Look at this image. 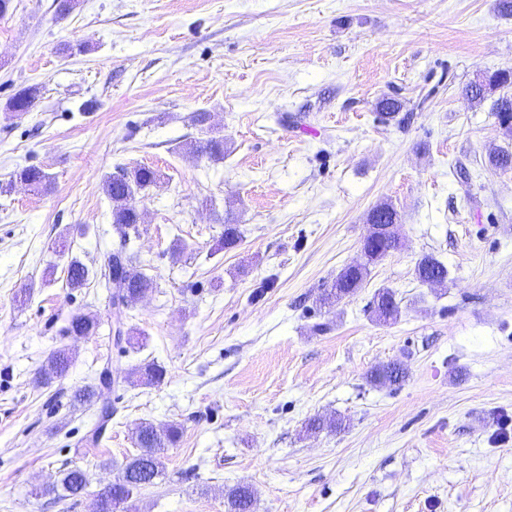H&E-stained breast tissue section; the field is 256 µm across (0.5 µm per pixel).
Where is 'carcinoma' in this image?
Listing matches in <instances>:
<instances>
[{
	"instance_id": "cac0c4a2",
	"label": "carcinoma",
	"mask_w": 512,
	"mask_h": 512,
	"mask_svg": "<svg viewBox=\"0 0 512 512\" xmlns=\"http://www.w3.org/2000/svg\"><path fill=\"white\" fill-rule=\"evenodd\" d=\"M512 84V72L501 71L482 80H476L468 85L467 95L470 99L482 102L493 90ZM37 90L28 88L19 91L10 101L14 109H30L36 99ZM491 112L502 121L512 120V96L501 95L491 104ZM196 151L210 158H224V138L212 136L196 145ZM489 163L501 169L512 168V152L495 148L489 152ZM20 181L28 183L36 189L47 187V175L37 166H26L17 172ZM158 180L156 170L140 166L122 175L107 177L102 190L112 203L111 219L115 229L126 238L132 232H137L140 216L131 207V193L141 192L154 185ZM238 226L227 220L224 224V235L221 247L233 248L240 242ZM370 262L348 265L338 274L330 287L323 289L319 302L323 306L332 307L344 298L350 296L361 286L368 275ZM106 272L101 274V284L112 290L111 299L125 306H130L139 297L151 292L154 281L139 271L136 266V256L120 249L109 253L104 261ZM417 279L425 283L431 277L445 279L448 268L432 255H424L417 262ZM89 278V270L78 260L70 262L68 267L69 288L76 290L84 287ZM374 313L378 320L388 323L397 320L399 303L395 294L388 288L379 290L373 301ZM99 327L97 318L86 313H74L68 320L66 333L74 338L93 335ZM72 358L66 349L55 351L48 359L46 368L42 371V383L49 385L54 379L68 371ZM136 381L143 385H155L164 381L166 369L154 362L141 366L136 372ZM406 378L405 368L393 363L375 367L369 376L370 382L380 386H399ZM112 378L105 372L100 376L97 386L87 385L75 394V399L83 403H99L100 421L94 426L87 441L96 443L102 436L105 425L112 420V405L106 396L110 390ZM181 424L171 422L162 428L150 423L141 426L137 432L136 445L139 452L125 461L118 476L112 482L108 492L99 494L96 502V512H129L128 503L134 494L154 483L162 474L165 450L175 446L181 438ZM88 485L86 472L78 466L64 468L55 483L46 488L45 494L55 500H66L84 493ZM254 503V492L248 485H238L228 493V512H251Z\"/></svg>"
}]
</instances>
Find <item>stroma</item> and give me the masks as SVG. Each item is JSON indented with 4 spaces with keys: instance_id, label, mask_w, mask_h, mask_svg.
Masks as SVG:
<instances>
[{
    "instance_id": "35a3bbf8",
    "label": "stroma",
    "mask_w": 512,
    "mask_h": 512,
    "mask_svg": "<svg viewBox=\"0 0 512 512\" xmlns=\"http://www.w3.org/2000/svg\"><path fill=\"white\" fill-rule=\"evenodd\" d=\"M512 70V16L496 0H14L0 19V512H93L145 422L180 423L164 471L131 512H512V150L466 87ZM34 106L13 111L22 89ZM401 102L400 121L377 110ZM223 134L213 161L193 145ZM41 167L36 191L15 171ZM140 165L129 244L152 293L115 343L99 283L121 246L102 191ZM399 216L402 249L333 309L322 288L362 261L367 217ZM242 232L218 249L226 214ZM66 240V251L57 243ZM426 254L444 283L418 281ZM84 288L67 286L71 260ZM395 323L375 321L379 289ZM95 315V335L64 332ZM68 372L40 379L50 354ZM155 387L126 383L147 362ZM398 362L400 387L368 382ZM112 369V421L72 401ZM341 427L306 431L315 416ZM81 497L40 493L65 466ZM416 277L422 282H429L431 277H439L441 280L447 279L448 269L440 260L433 255H424L417 262ZM373 304L374 313L380 322L388 323L397 320L400 313L399 303L393 291L388 288H382L376 294ZM71 357L69 350L59 349L55 351L48 359L46 368L42 371V383L51 384L54 379L65 375L70 367ZM254 492L248 485H237L228 493V512H251Z\"/></svg>"
}]
</instances>
